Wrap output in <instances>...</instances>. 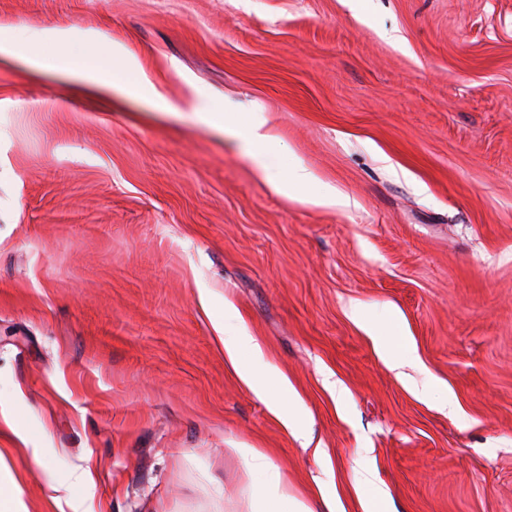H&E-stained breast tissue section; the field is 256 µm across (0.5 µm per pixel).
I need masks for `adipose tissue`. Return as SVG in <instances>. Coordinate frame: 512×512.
<instances>
[{
    "label": "adipose tissue",
    "instance_id": "1",
    "mask_svg": "<svg viewBox=\"0 0 512 512\" xmlns=\"http://www.w3.org/2000/svg\"><path fill=\"white\" fill-rule=\"evenodd\" d=\"M46 42L55 44L59 51L57 73L76 79L85 90L103 96L115 92L130 98L152 96L155 97L160 111H170L171 106L166 100L156 98L155 90L145 73H142L137 58L119 44L110 46L108 56L79 61L69 56V30H21L0 38V57L20 60L29 68L41 71L45 68V62L38 48ZM265 125V119L250 117L234 126L232 133L244 143L260 174L276 192L316 206L347 205V197L333 190L325 191L318 196L309 195L308 188L313 181V174L303 164H294L283 177L271 173L265 159L274 146V140L266 132ZM224 350L233 361L243 353L249 354L252 358L253 367L240 372L247 385L257 386L258 379L262 376L275 381L277 391L270 401L272 411H279L282 402L291 399L292 392L287 380L278 376L276 371L266 364L260 344L245 329H237L234 336L225 340ZM240 454L255 475L252 491L254 512H336V502L329 497L322 499L320 510H313L297 497L287 478L282 476L258 450L244 448Z\"/></svg>",
    "mask_w": 512,
    "mask_h": 512
}]
</instances>
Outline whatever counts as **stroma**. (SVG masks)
<instances>
[{"mask_svg": "<svg viewBox=\"0 0 512 512\" xmlns=\"http://www.w3.org/2000/svg\"><path fill=\"white\" fill-rule=\"evenodd\" d=\"M1 26L94 31L75 53L121 44L173 106L0 60V460L28 512H251L237 448L341 512H512V0H0ZM195 86L350 206L276 193ZM240 327L308 444L231 364ZM83 469L59 509L48 476ZM186 105L192 108L194 112L201 113L211 126L225 131L223 121L221 122L217 118L218 108L209 101L208 96L203 91L194 89V93L191 99L186 102Z\"/></svg>", "mask_w": 512, "mask_h": 512, "instance_id": "obj_1", "label": "stroma"}]
</instances>
